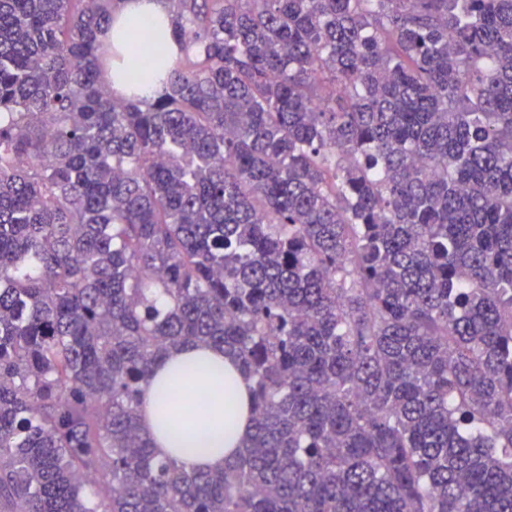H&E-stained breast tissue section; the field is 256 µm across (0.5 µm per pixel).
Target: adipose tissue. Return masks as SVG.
I'll return each mask as SVG.
<instances>
[{
  "mask_svg": "<svg viewBox=\"0 0 512 512\" xmlns=\"http://www.w3.org/2000/svg\"><path fill=\"white\" fill-rule=\"evenodd\" d=\"M165 0H122L113 23L99 41L108 50H125V27L154 30L166 21ZM250 380L222 348L187 344L172 349L143 386L140 426L159 456H178L186 468L220 472L252 430ZM186 390L214 395V403L198 406L184 431L165 428L160 404L167 393Z\"/></svg>",
  "mask_w": 512,
  "mask_h": 512,
  "instance_id": "1",
  "label": "adipose tissue"
}]
</instances>
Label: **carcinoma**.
I'll return each mask as SVG.
<instances>
[{"mask_svg":"<svg viewBox=\"0 0 512 512\" xmlns=\"http://www.w3.org/2000/svg\"><path fill=\"white\" fill-rule=\"evenodd\" d=\"M0 0V512H512V0ZM217 345L222 472L141 387ZM169 14L164 0H125L113 15L114 22L102 29L99 42L103 49L123 52V60H113L112 68L104 70L103 81L112 88L116 95L124 93L127 83L138 85L143 95H151L156 90L155 68L153 65L139 67L129 59V52L124 43L121 32L127 26H133L134 30H155L157 22H165ZM125 66L121 77H115L114 71L118 66ZM129 70V74L127 73ZM198 364L209 366L205 374L191 372ZM251 381L242 373L237 362L213 346L187 344L172 349L143 385L140 426L161 457L177 455L187 469L221 472L224 461L240 449L252 430L250 414ZM175 395L186 390L218 394L214 403L198 406L192 415V425L184 431L165 429L159 406L167 399L166 392ZM230 397L231 425L224 429L226 406Z\"/></svg>","mask_w":512,"mask_h":512,"instance_id":"obj_1","label":"carcinoma"}]
</instances>
